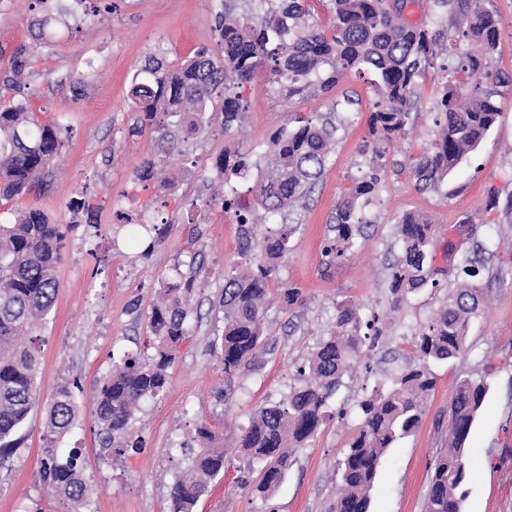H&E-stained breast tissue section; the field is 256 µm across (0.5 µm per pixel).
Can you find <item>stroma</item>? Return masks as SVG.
I'll return each instance as SVG.
<instances>
[{
    "label": "stroma",
    "instance_id": "stroma-1",
    "mask_svg": "<svg viewBox=\"0 0 512 512\" xmlns=\"http://www.w3.org/2000/svg\"><path fill=\"white\" fill-rule=\"evenodd\" d=\"M0 0V75L15 49L26 48L20 96L0 83V110L23 106L38 124L56 127L61 146L47 174L26 194L0 199V222L34 206L55 223H75L57 268L59 288L45 321L34 331L41 358L40 401L17 432L21 444L0 463V512H71L40 478L46 456L42 436L47 407L59 386L78 383L79 415L61 437L60 448L81 451L89 494L82 512H168L171 486L188 459L181 444H193L196 430L209 427L224 444L223 475L210 484L195 512H327L338 492L337 463L359 424L357 401L388 376L415 362L413 336L445 300L451 268L475 243L486 248L481 285L488 294L483 312L467 336L468 351L434 364L436 386L419 428L384 455L370 493L369 512H424L430 466L448 437V405L457 377L465 371L488 374L486 410L469 439L471 468L464 512H512V0H486L504 24L498 49L488 61L503 82L492 89L500 114L477 149L438 187L416 189L408 174L386 171L365 211L359 247L329 265L322 255L332 238L336 203L350 195L371 170L362 156L373 149L368 116L377 99L378 78L347 73L329 92L311 86L289 95L269 85L257 70L241 94L246 102L239 132L224 136L219 121L201 127L182 154L161 159L157 134L138 128L129 104L133 73L146 57H163L178 68L197 51L218 52L214 31L220 0ZM49 18L46 30L37 22ZM447 55L433 59L422 77L411 121L403 137L385 143L387 161L411 163L427 151L435 134L434 113L447 80ZM332 120L337 131L321 179L306 198L275 216L257 211L258 235L291 228L288 251L269 285L266 353L255 368L225 377L220 358L224 333V275L238 259V227L226 223L215 195L217 159L249 152L258 167L239 183L247 191L272 168L269 139L292 116ZM159 159L158 180L178 181L176 193H161L141 181L144 161ZM496 206H488L489 194ZM87 214H73V200ZM126 208L152 224L167 220L169 231L153 241L149 254L131 247L112 211ZM426 217L435 229L440 286L409 293L393 309L390 266L400 253L395 223L405 214ZM180 269L193 278L188 333L179 344L166 390L146 399L129 425L131 445L103 447L93 409L97 389L114 360L124 355L151 358L147 314L162 277ZM300 289L303 303L283 309L278 288ZM344 303L376 314L381 331L364 347L353 371L329 402V414L268 497L255 495L257 465L236 446L261 405L280 401L300 382L298 369L326 337Z\"/></svg>",
    "mask_w": 512,
    "mask_h": 512
}]
</instances>
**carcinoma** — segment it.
<instances>
[{
    "mask_svg": "<svg viewBox=\"0 0 512 512\" xmlns=\"http://www.w3.org/2000/svg\"><path fill=\"white\" fill-rule=\"evenodd\" d=\"M335 16L331 36L307 19L302 0H279L262 14L237 15L226 8L217 14L216 31L222 55L202 50L178 69L150 56L132 76L131 108L151 121L159 133L161 152L180 149L168 118H178L184 137L197 130L216 97L222 104V129L229 136L245 112L242 95L232 88L267 68L272 79L296 94L305 85L332 89L346 73L362 67L380 78L378 101L370 113L371 133L392 140L405 133L417 99V79L430 58L448 52L455 61L443 87L430 148L410 167L418 188L436 187L480 144L499 115L487 89L501 77L492 73L503 18L484 0H435L457 10L464 24L449 30L413 24L405 16L413 0H330ZM28 66L25 50H16L3 84L22 91L21 77ZM298 126L278 129L271 137L273 172L256 189L254 202L243 199L232 186L254 166L249 154H224L216 168L222 179L224 211L238 220L239 261L224 278V336L221 360L232 377L254 365L264 349L266 297L279 261L287 252L288 233L254 232L253 206L269 213L303 198L322 176L336 127L328 122L297 119ZM61 142L55 130L30 121L22 106L0 111V197L11 200L25 194L49 168ZM379 179L360 183L355 192L336 204L335 236L323 247L327 263L353 250L363 213L372 203ZM72 224H57L48 214L29 207L14 222L0 224V456L19 447L15 438L39 401L38 350L18 338L37 328L51 310L59 283L56 277L61 250ZM400 254L391 267L389 291L395 306L406 294L426 286L436 288L434 225L420 215L406 214L396 224ZM482 245L461 259L457 279L446 300L414 335L418 362L394 375L387 388H377L358 403L361 424L337 464L339 491L330 512H369L370 492L381 459L397 440L420 425L424 404L436 385L433 362L451 361L465 352L470 322L484 301L477 283L483 268ZM193 279L166 278L148 313V330L155 356L149 361L125 356L114 363L99 388L94 415L106 448L136 447L127 439L128 425L141 400L162 393L169 381L177 345L187 334L191 309L185 299ZM375 314L364 317L352 303L340 306L336 328L309 353L299 375L303 384L277 403L259 408L251 424L237 436L238 447L261 463L254 491L268 496L292 466V449L306 445L326 416L329 400L342 377L361 357L366 340L376 339ZM489 391L485 377L468 372L457 382L448 406V448L431 464L424 512H462L468 479V441L476 419L485 410ZM78 406L70 387L62 386L48 404L43 439L46 460L40 477L45 487L64 497L80 512L88 488L81 477L78 449L60 456L53 443L72 427ZM200 448L191 451L185 476L169 493L168 512H194L209 484L224 471V448L205 425L196 429Z\"/></svg>",
    "mask_w": 512,
    "mask_h": 512,
    "instance_id": "obj_1",
    "label": "carcinoma"
}]
</instances>
